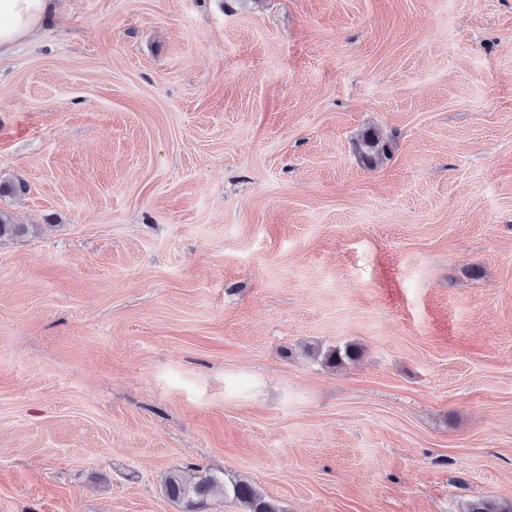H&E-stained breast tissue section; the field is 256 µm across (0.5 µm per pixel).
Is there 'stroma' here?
<instances>
[{"label":"stroma","instance_id":"1","mask_svg":"<svg viewBox=\"0 0 512 512\" xmlns=\"http://www.w3.org/2000/svg\"><path fill=\"white\" fill-rule=\"evenodd\" d=\"M0 182V512L512 504V0H62ZM163 491L168 499L182 505V512H203L213 497L229 495L242 505L244 512H282L275 500L249 481L231 477L227 482L222 472L202 475L175 469L166 476Z\"/></svg>","mask_w":512,"mask_h":512}]
</instances>
